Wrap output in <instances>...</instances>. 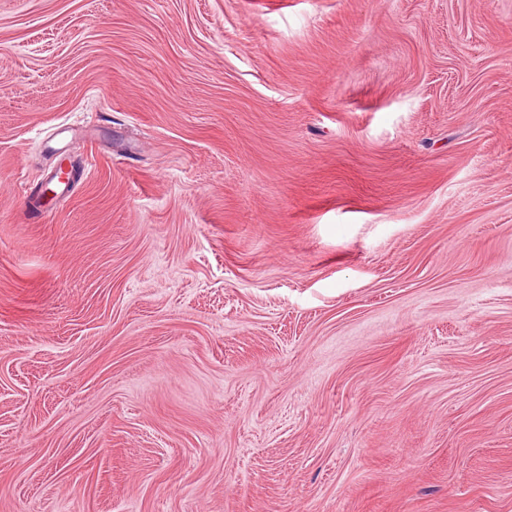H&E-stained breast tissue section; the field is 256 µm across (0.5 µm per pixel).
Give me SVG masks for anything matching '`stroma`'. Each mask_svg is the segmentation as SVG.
<instances>
[{
	"label": "stroma",
	"mask_w": 512,
	"mask_h": 512,
	"mask_svg": "<svg viewBox=\"0 0 512 512\" xmlns=\"http://www.w3.org/2000/svg\"><path fill=\"white\" fill-rule=\"evenodd\" d=\"M0 512H512V0H0Z\"/></svg>",
	"instance_id": "35a3bbf8"
}]
</instances>
